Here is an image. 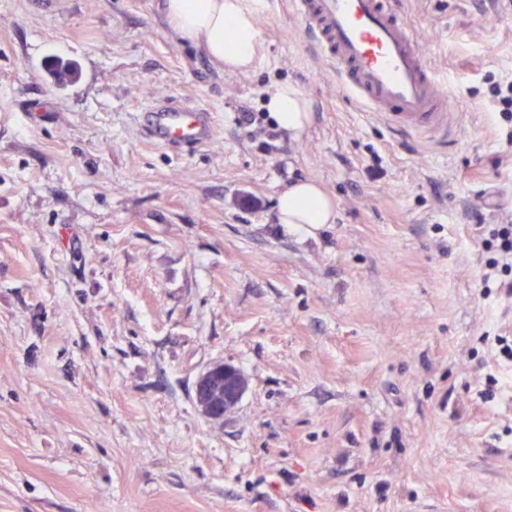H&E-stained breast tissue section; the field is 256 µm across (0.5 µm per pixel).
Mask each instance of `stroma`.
Wrapping results in <instances>:
<instances>
[{
    "mask_svg": "<svg viewBox=\"0 0 512 512\" xmlns=\"http://www.w3.org/2000/svg\"><path fill=\"white\" fill-rule=\"evenodd\" d=\"M399 8L448 146L342 97L286 0L256 4L245 73L159 0H0V512H512V295L482 235L512 222V0ZM285 82L314 120L271 140ZM158 102L214 142L144 138ZM296 179L335 223H278ZM220 361L247 389L215 425L193 391ZM144 135L155 144L171 149H195L215 138L210 112L198 105L155 103L137 113Z\"/></svg>",
    "mask_w": 512,
    "mask_h": 512,
    "instance_id": "obj_1",
    "label": "stroma"
}]
</instances>
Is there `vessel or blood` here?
I'll return each mask as SVG.
<instances>
[{"label":"vessel or blood","instance_id":"vessel-or-blood-1","mask_svg":"<svg viewBox=\"0 0 512 512\" xmlns=\"http://www.w3.org/2000/svg\"><path fill=\"white\" fill-rule=\"evenodd\" d=\"M289 9L344 96L397 132L436 144L453 135L444 83L396 0H289ZM137 120L149 140L171 150L195 149L215 138L210 112L197 105L155 103Z\"/></svg>","mask_w":512,"mask_h":512}]
</instances>
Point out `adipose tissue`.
Returning a JSON list of instances; mask_svg holds the SVG:
<instances>
[{"mask_svg":"<svg viewBox=\"0 0 512 512\" xmlns=\"http://www.w3.org/2000/svg\"><path fill=\"white\" fill-rule=\"evenodd\" d=\"M161 10L177 36L231 71H247L259 40L255 12L248 0H162ZM265 107L278 129L302 135L311 125V100L294 84L280 83L266 94ZM279 223L331 224L336 203L311 180L293 182L277 198Z\"/></svg>","mask_w":512,"mask_h":512,"instance_id":"1","label":"adipose tissue"}]
</instances>
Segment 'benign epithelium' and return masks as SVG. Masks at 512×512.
<instances>
[{"label": "benign epithelium", "mask_w": 512, "mask_h": 512, "mask_svg": "<svg viewBox=\"0 0 512 512\" xmlns=\"http://www.w3.org/2000/svg\"><path fill=\"white\" fill-rule=\"evenodd\" d=\"M246 389V380L235 366L213 363L196 377L194 404L203 417L212 423H221L224 415L233 410Z\"/></svg>", "instance_id": "benign-epithelium-1"}]
</instances>
